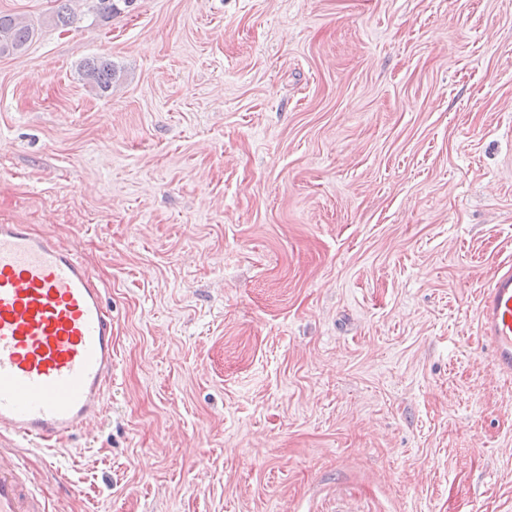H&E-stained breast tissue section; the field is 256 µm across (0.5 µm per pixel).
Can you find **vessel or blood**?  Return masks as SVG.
Segmentation results:
<instances>
[{
	"label": "vessel or blood",
	"mask_w": 512,
	"mask_h": 512,
	"mask_svg": "<svg viewBox=\"0 0 512 512\" xmlns=\"http://www.w3.org/2000/svg\"><path fill=\"white\" fill-rule=\"evenodd\" d=\"M494 368L512 376V271L481 297ZM112 385V312L91 265L28 224L0 223V434L52 462L90 433ZM0 512H49L21 457L0 452Z\"/></svg>",
	"instance_id": "obj_1"
}]
</instances>
